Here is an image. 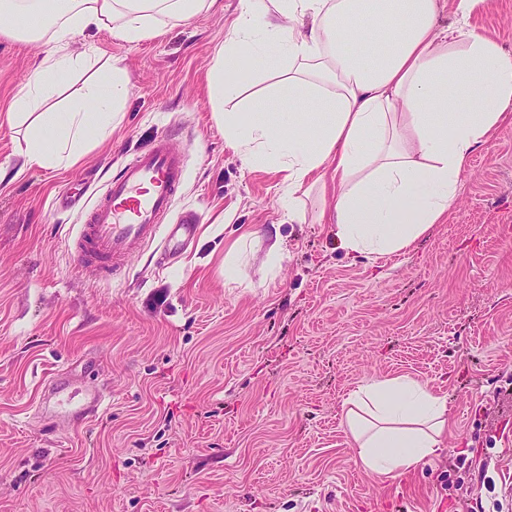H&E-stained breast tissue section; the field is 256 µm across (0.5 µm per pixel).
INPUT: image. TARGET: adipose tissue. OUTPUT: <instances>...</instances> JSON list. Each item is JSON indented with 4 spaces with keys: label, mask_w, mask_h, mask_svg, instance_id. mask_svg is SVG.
Returning <instances> with one entry per match:
<instances>
[{
    "label": "adipose tissue",
    "mask_w": 512,
    "mask_h": 512,
    "mask_svg": "<svg viewBox=\"0 0 512 512\" xmlns=\"http://www.w3.org/2000/svg\"><path fill=\"white\" fill-rule=\"evenodd\" d=\"M220 0H0V33L51 45L6 118L24 126L17 151L46 170L75 164L107 139L129 90L105 61L65 111L44 110L88 54L71 40L105 30L136 44L168 23L217 10ZM488 0H240L207 72L224 140L243 165L280 173L289 223L305 218L313 189L340 248L367 256L410 252L442 223L472 155L512 111V50L476 34ZM280 47L278 67L267 48ZM91 68V67H90ZM476 93L464 103L461 90ZM273 100L276 122L259 120ZM344 419L362 470L396 478L438 454L444 400L417 380H376L351 392Z\"/></svg>",
    "instance_id": "obj_1"
}]
</instances>
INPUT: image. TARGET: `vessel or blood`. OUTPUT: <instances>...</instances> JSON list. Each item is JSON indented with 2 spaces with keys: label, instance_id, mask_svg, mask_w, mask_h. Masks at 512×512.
<instances>
[{
  "label": "vessel or blood",
  "instance_id": "obj_1",
  "mask_svg": "<svg viewBox=\"0 0 512 512\" xmlns=\"http://www.w3.org/2000/svg\"><path fill=\"white\" fill-rule=\"evenodd\" d=\"M185 177L180 150L167 139L154 140L106 185L73 240L75 260L110 273L154 241L170 253L181 252L197 233V223H168L167 217Z\"/></svg>",
  "mask_w": 512,
  "mask_h": 512
}]
</instances>
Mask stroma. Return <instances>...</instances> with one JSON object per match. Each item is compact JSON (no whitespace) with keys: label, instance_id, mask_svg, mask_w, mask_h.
Masks as SVG:
<instances>
[{"label":"stroma","instance_id":"obj_1","mask_svg":"<svg viewBox=\"0 0 512 512\" xmlns=\"http://www.w3.org/2000/svg\"><path fill=\"white\" fill-rule=\"evenodd\" d=\"M223 3L133 45L73 38L119 59L129 95L111 141L55 172L24 165L4 117L45 48L0 35V512H512V118L410 253L346 252L319 193L288 223L281 175L224 143L205 82L240 9ZM471 27L512 48V0ZM158 137L186 157L168 221L196 215L199 233L102 278L69 245ZM401 374L445 398L448 430L439 456L389 479L355 465L342 400ZM57 379L67 402L96 388L110 404L51 417Z\"/></svg>","mask_w":512,"mask_h":512}]
</instances>
